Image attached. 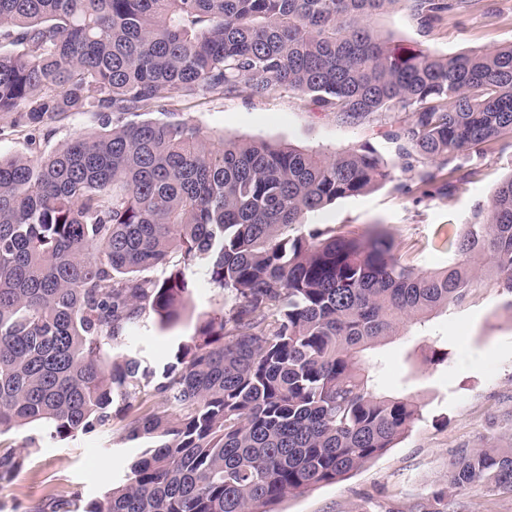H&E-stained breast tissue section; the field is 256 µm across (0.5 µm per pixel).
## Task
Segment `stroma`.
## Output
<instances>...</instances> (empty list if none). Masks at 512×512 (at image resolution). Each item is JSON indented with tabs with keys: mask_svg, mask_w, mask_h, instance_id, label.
<instances>
[{
	"mask_svg": "<svg viewBox=\"0 0 512 512\" xmlns=\"http://www.w3.org/2000/svg\"><path fill=\"white\" fill-rule=\"evenodd\" d=\"M373 30L406 51L441 55L512 44V0H495L494 12L476 4L462 18H445L422 27L404 5L371 18ZM170 121L190 119L211 136L265 140L303 149L368 145L387 160L392 182L337 201L310 216L322 229L359 233L382 229L392 235L415 264L438 269L450 263V241L486 202L500 180L512 173V146L464 156L472 180L449 195L422 198L398 187L415 185L423 166L399 158L392 139L406 118L378 112L349 124L321 111L310 97L277 87L265 96L175 94L163 109ZM224 293L207 278H195L182 324L162 329L147 318L126 342L153 365L163 366L179 342L192 335L198 315L223 308ZM448 354L445 364L424 367L431 351ZM383 366L379 393L407 396L420 418L394 448L334 483H321L283 498L275 512H512V492L478 483L448 487V463L474 448L512 447V301L493 288L476 289L462 308L432 315L426 327L401 329L377 346ZM122 421L64 441L31 426L0 436V446L23 450L24 469L0 484V512L55 498L68 512L74 496L101 498L119 484L140 450L121 440Z\"/></svg>",
	"mask_w": 512,
	"mask_h": 512,
	"instance_id": "1",
	"label": "stroma"
}]
</instances>
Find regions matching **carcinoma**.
<instances>
[{"mask_svg": "<svg viewBox=\"0 0 512 512\" xmlns=\"http://www.w3.org/2000/svg\"><path fill=\"white\" fill-rule=\"evenodd\" d=\"M475 0H0V119L27 150L0 158V434L66 440L112 421L144 449L122 483L73 512H267L393 447L418 419L375 392L369 356L405 323L512 297V174L427 270L380 230L306 218L391 179L374 149L303 150L144 119L178 92L251 97L286 87L355 123L405 112L398 155L446 195L453 162L512 141V44L400 54L368 20L404 3L429 27ZM73 112L99 127L45 151ZM161 275H155V271ZM224 309L203 315L161 375L106 356L152 316L180 324L193 277ZM25 456L0 451V482ZM458 489L512 491V448L450 462Z\"/></svg>", "mask_w": 512, "mask_h": 512, "instance_id": "carcinoma-1", "label": "carcinoma"}]
</instances>
